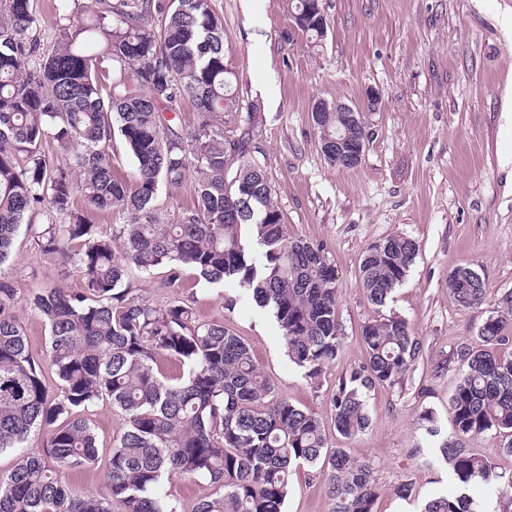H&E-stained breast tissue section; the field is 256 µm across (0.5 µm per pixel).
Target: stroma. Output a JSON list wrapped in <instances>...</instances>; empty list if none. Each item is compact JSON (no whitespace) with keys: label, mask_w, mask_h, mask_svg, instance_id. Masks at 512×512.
I'll return each instance as SVG.
<instances>
[{"label":"stroma","mask_w":512,"mask_h":512,"mask_svg":"<svg viewBox=\"0 0 512 512\" xmlns=\"http://www.w3.org/2000/svg\"><path fill=\"white\" fill-rule=\"evenodd\" d=\"M224 22L228 64L240 100L253 105L256 156L286 218L290 239L322 245L337 272L341 346L311 386L289 361L270 310L229 289L185 272L181 287L128 268L136 296L153 305L180 300L202 323L224 325L251 347L279 396L324 423L330 447L367 463L380 488L375 512H423L456 483L420 416L433 412L440 429L452 417L450 397L459 379L450 356L463 344L479 346L478 332L512 290V0H326L320 40L291 27L292 0H212ZM379 93L365 113L368 132L361 163L330 166L313 129L316 101L363 105L367 89ZM402 233L418 255L388 311L406 320L422 344L418 360L391 386L367 398L370 424L342 439L330 400L351 368L365 360L362 325L376 315L359 276L367 248ZM471 267L484 287L481 305L462 308L448 290L457 268ZM0 277L15 290L14 314L36 360L47 357L48 332L32 311L46 288H74L77 274L62 275L35 248L27 231L16 236ZM408 482L401 499L393 489ZM285 512H331L326 477L304 468L294 474Z\"/></svg>","instance_id":"35a3bbf8"}]
</instances>
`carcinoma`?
Here are the masks:
<instances>
[{"label": "carcinoma", "instance_id": "obj_1", "mask_svg": "<svg viewBox=\"0 0 512 512\" xmlns=\"http://www.w3.org/2000/svg\"><path fill=\"white\" fill-rule=\"evenodd\" d=\"M59 2L63 24L48 46L33 32L32 0H0V265L24 216L38 209L48 222L28 226L36 246L79 275L77 288H47L32 301L49 330L53 396L12 312L13 288L0 280V454L16 456L0 472V512H179L164 489L173 477L214 488L196 512H284L293 472L305 466L327 473L332 512H374L371 467L341 448L327 452L321 419L274 394L247 343L198 322L181 301L152 305L123 286L129 266L146 275L162 269L176 288L186 268L208 284H231L273 307L289 360L314 387L341 345L334 265L321 247L288 240L250 134L224 131L223 113L243 106L211 0H96L81 10ZM184 99L198 110L188 130L167 116ZM313 122L318 141L332 147L343 136L368 137L338 112ZM116 134L136 163L130 184L113 174ZM191 173L194 205L173 223L161 220L160 185ZM78 197L125 222L108 230L89 223ZM245 226L261 253L246 252ZM418 251L414 239L394 234L361 260L377 317L362 326L365 362L331 398L347 439L369 426L370 391L394 384L419 357L406 320L383 313ZM448 287L463 308L482 302V279L470 267L452 272ZM480 338L512 345V291ZM453 356L463 374L439 451L458 491L431 499L425 512H473L465 487L476 479L500 499L512 496V478L466 446L490 430L512 437V354L463 345ZM104 400L126 427L112 443L106 491L78 492L65 474L98 463L87 413ZM40 436L42 450H31Z\"/></svg>", "mask_w": 512, "mask_h": 512}]
</instances>
